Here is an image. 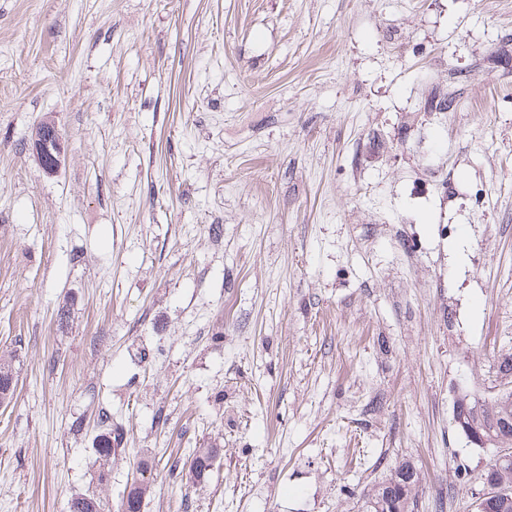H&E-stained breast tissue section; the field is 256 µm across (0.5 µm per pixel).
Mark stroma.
<instances>
[{
    "label": "stroma",
    "mask_w": 512,
    "mask_h": 512,
    "mask_svg": "<svg viewBox=\"0 0 512 512\" xmlns=\"http://www.w3.org/2000/svg\"><path fill=\"white\" fill-rule=\"evenodd\" d=\"M1 349L0 512L117 504L144 452L142 512H357L405 459L418 512H476L453 404L512 351V0H0ZM63 136L55 123L41 120L32 129L31 148L46 174L55 173L62 162ZM16 372L14 355L9 351L0 352V403L12 399L15 388ZM107 423L108 416L102 415L100 417V424L105 428L103 433L97 436V442L93 448L92 460L90 461L92 467H97L99 477L102 479L106 475L104 470L105 466L112 460V454H115L116 449L121 445L123 439L122 434L115 429L112 430V426ZM219 454V448H213L209 446L207 448H196L193 454V458L199 461L196 473L193 474L195 482L204 481L209 472L212 469L213 462Z\"/></svg>",
    "instance_id": "35a3bbf8"
}]
</instances>
